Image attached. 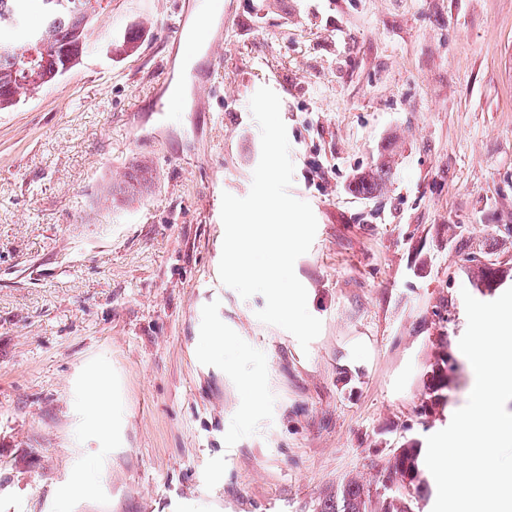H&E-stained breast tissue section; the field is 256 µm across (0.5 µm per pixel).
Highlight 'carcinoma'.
<instances>
[{
  "mask_svg": "<svg viewBox=\"0 0 512 512\" xmlns=\"http://www.w3.org/2000/svg\"><path fill=\"white\" fill-rule=\"evenodd\" d=\"M25 3L40 15V27L12 43L4 33L27 29ZM100 6L101 0H0L1 111L16 105L20 96L55 82L82 60L93 46L91 20ZM458 368L451 355L437 358L428 385L430 404L424 410L446 399L448 378ZM420 456L421 449L413 446L397 449L377 488L355 477L345 478L319 499L315 512H414L412 495L429 496Z\"/></svg>",
  "mask_w": 512,
  "mask_h": 512,
  "instance_id": "carcinoma-1",
  "label": "carcinoma"
}]
</instances>
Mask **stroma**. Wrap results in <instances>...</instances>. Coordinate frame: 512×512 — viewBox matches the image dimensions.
Listing matches in <instances>:
<instances>
[{
    "label": "stroma",
    "mask_w": 512,
    "mask_h": 512,
    "mask_svg": "<svg viewBox=\"0 0 512 512\" xmlns=\"http://www.w3.org/2000/svg\"><path fill=\"white\" fill-rule=\"evenodd\" d=\"M212 2L104 0L94 54L0 111V512H313L466 400L452 381L419 412L466 330L463 293L512 288V0H222V60L193 69L204 111H157L175 26ZM263 86L317 220L294 266L322 322L305 350L219 279L222 195L250 191ZM92 366L112 381L107 441L79 399ZM451 361L454 362L453 366H450ZM458 368L459 364L456 358L452 355H448L447 352L437 358L435 364L432 366L430 384L428 385L431 405L425 404V406L422 407L424 411L427 412V410L433 409V407L439 405L441 400L447 401L442 391L448 390V378L450 374H454Z\"/></svg>",
    "instance_id": "35a3bbf8"
}]
</instances>
